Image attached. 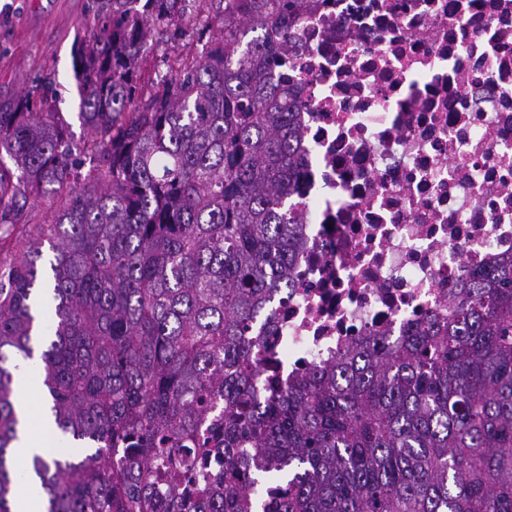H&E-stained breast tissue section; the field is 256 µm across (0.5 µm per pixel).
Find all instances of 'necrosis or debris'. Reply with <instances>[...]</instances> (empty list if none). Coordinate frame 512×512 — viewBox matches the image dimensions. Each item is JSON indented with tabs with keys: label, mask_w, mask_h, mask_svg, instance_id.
I'll use <instances>...</instances> for the list:
<instances>
[{
	"label": "necrosis or debris",
	"mask_w": 512,
	"mask_h": 512,
	"mask_svg": "<svg viewBox=\"0 0 512 512\" xmlns=\"http://www.w3.org/2000/svg\"><path fill=\"white\" fill-rule=\"evenodd\" d=\"M274 76L304 132L294 286L257 368L285 383L512 259V0H310Z\"/></svg>",
	"instance_id": "obj_1"
}]
</instances>
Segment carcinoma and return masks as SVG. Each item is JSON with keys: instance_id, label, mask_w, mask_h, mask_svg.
<instances>
[{"instance_id": "cac0c4a2", "label": "carcinoma", "mask_w": 512, "mask_h": 512, "mask_svg": "<svg viewBox=\"0 0 512 512\" xmlns=\"http://www.w3.org/2000/svg\"><path fill=\"white\" fill-rule=\"evenodd\" d=\"M186 2H99L73 45L83 141L47 89L0 101V253H20L0 260V512L22 360L87 450L28 460L43 512H512V262L395 341L259 383L303 230L299 105L272 69L304 0H219L217 36L146 96L149 40ZM189 448L197 472L157 494Z\"/></svg>"}]
</instances>
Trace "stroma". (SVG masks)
Returning <instances> with one entry per match:
<instances>
[{"label": "stroma", "mask_w": 512, "mask_h": 512, "mask_svg": "<svg viewBox=\"0 0 512 512\" xmlns=\"http://www.w3.org/2000/svg\"><path fill=\"white\" fill-rule=\"evenodd\" d=\"M96 23L95 0H0V100L18 97L37 80L51 77L75 139H85L72 48L76 37ZM215 34L206 11L192 0L181 24L149 41L146 58L160 74L177 73L197 52L199 38Z\"/></svg>", "instance_id": "35a3bbf8"}]
</instances>
